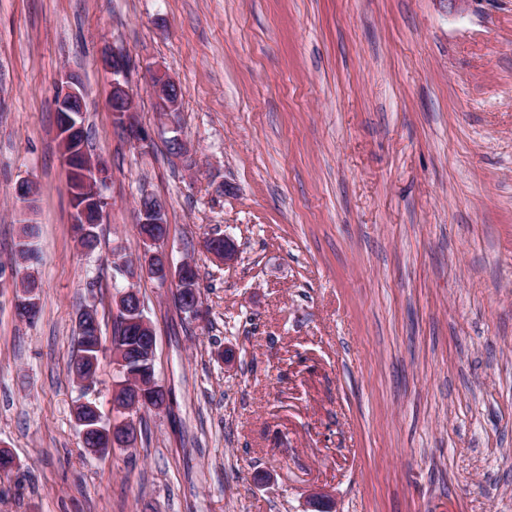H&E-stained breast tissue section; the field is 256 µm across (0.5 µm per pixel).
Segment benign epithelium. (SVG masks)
<instances>
[{"mask_svg": "<svg viewBox=\"0 0 512 512\" xmlns=\"http://www.w3.org/2000/svg\"><path fill=\"white\" fill-rule=\"evenodd\" d=\"M103 69L112 73V118L115 126L123 130L135 144L148 142L150 135L142 126L138 117L136 98L129 80V64L122 52L117 49L105 51L99 58ZM65 85L58 93L55 106L58 114L57 136L63 152L66 173L74 172L71 166L74 152L73 145L79 129L82 127L84 115V92L79 80L67 74ZM149 87L155 98L157 108L166 115L180 111L181 91L178 83L162 70L151 72ZM108 179V167L104 160L85 157L79 170L78 180H66V190L73 207V232L82 241L90 234V224L102 223L107 208L106 198L102 188ZM16 199L23 205L25 211L31 213L37 201V185L32 180H21L14 188ZM166 205L161 200H140L138 205V220L151 229V233L142 235L147 245L144 257L133 263L121 260L116 267L123 272L131 285L125 287L116 300V311L121 327L126 329L128 340L132 341L134 354L139 361L152 367L156 357V336L152 324L144 315V304L139 291L132 281L141 277H154L162 282L171 280L175 283L176 292L185 303L184 310L190 314L197 312L198 283L191 277L192 265L183 261L174 267L169 262L163 250L168 239V225L165 219ZM208 253L216 260L230 265L237 259V247L228 237L223 242L208 243ZM39 290L25 288L15 298V312L23 319L30 320L38 312ZM137 382H117L112 390V407L115 413L121 415L106 425L99 426L102 416L99 410H94L96 426H86L80 430L82 443H96L103 438V446L87 448V451L98 456H104L114 448H128L136 443L138 432L132 413L146 408L159 410L167 401V393L158 384L153 375L135 373Z\"/></svg>", "mask_w": 512, "mask_h": 512, "instance_id": "benign-epithelium-1", "label": "benign epithelium"}]
</instances>
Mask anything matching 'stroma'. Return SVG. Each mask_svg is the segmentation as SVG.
Segmentation results:
<instances>
[{
	"mask_svg": "<svg viewBox=\"0 0 512 512\" xmlns=\"http://www.w3.org/2000/svg\"><path fill=\"white\" fill-rule=\"evenodd\" d=\"M112 46L143 147L112 122ZM157 68L181 87L172 120ZM67 72L110 172L90 252L56 137ZM144 195L200 313L138 281L169 402L94 457L73 408L112 418L117 375L107 354L90 391L72 382L77 316L111 340ZM27 218L31 321L7 286ZM215 233L233 264L205 252ZM0 280V448L19 461L0 512H312L316 491L333 512H512V0H0ZM149 87L155 98L159 112H164L166 115L180 112V87L165 71L154 70L151 72ZM39 290L38 288H25L15 298L14 309L21 314L23 320L34 318L38 312Z\"/></svg>",
	"mask_w": 512,
	"mask_h": 512,
	"instance_id": "1",
	"label": "stroma"
}]
</instances>
